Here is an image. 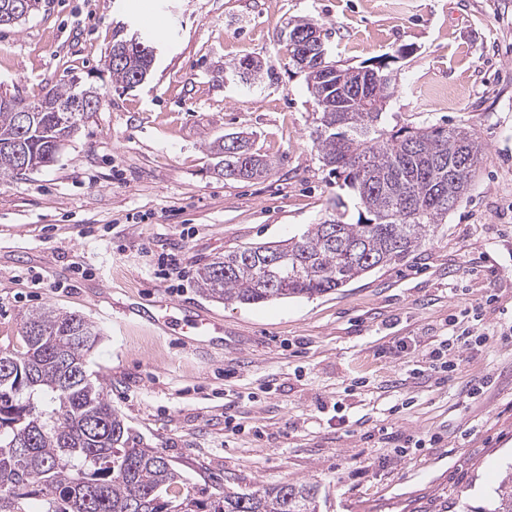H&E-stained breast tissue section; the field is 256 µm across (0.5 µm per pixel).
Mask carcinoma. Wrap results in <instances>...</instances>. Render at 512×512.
Returning a JSON list of instances; mask_svg holds the SVG:
<instances>
[{"mask_svg": "<svg viewBox=\"0 0 512 512\" xmlns=\"http://www.w3.org/2000/svg\"><path fill=\"white\" fill-rule=\"evenodd\" d=\"M41 0H0V26L23 19ZM152 42L117 39L105 60L111 82L134 88L152 70ZM333 71L331 84L307 80L314 102L313 146L358 208L336 197V212L311 225L298 239L249 246L217 256L196 273L201 292L216 301L259 304L312 297L343 288L364 274L404 261L434 236L440 221L467 193L484 148L462 128L387 130L379 126L391 96V77L380 79L348 111H336L338 90L356 79V69ZM86 90L77 76L60 82L32 104L25 117L0 106V176L22 174L20 156L48 166L78 133L89 115L59 112L56 103ZM466 152L469 168L453 190L448 172ZM257 157L250 170L226 153L224 139L210 146L229 180L267 173L272 160L246 139L241 153ZM370 156L364 174L352 160ZM100 330L79 314L50 307L27 310L21 343L0 345V512H318L319 491L310 483H286L250 493L230 490L206 499L187 485L162 452L143 442L112 408L103 383L90 373L86 357ZM512 512V471L501 480L491 507Z\"/></svg>", "mask_w": 512, "mask_h": 512, "instance_id": "carcinoma-1", "label": "carcinoma"}]
</instances>
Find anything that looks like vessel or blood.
Here are the masks:
<instances>
[{"instance_id":"obj_1","label":"vessel or blood","mask_w":512,"mask_h":512,"mask_svg":"<svg viewBox=\"0 0 512 512\" xmlns=\"http://www.w3.org/2000/svg\"><path fill=\"white\" fill-rule=\"evenodd\" d=\"M126 313L135 314L145 323L168 331H178L191 337L199 345H216L224 333L222 324L214 321L208 312L197 306H184L154 296H144L127 305Z\"/></svg>"}]
</instances>
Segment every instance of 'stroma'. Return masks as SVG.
Instances as JSON below:
<instances>
[{"label": "stroma", "instance_id": "obj_1", "mask_svg": "<svg viewBox=\"0 0 512 512\" xmlns=\"http://www.w3.org/2000/svg\"><path fill=\"white\" fill-rule=\"evenodd\" d=\"M168 16L149 77L116 88L113 35ZM310 18L339 67L385 65L386 128L463 126L484 147L468 193L403 262L312 298L225 304L194 277L224 253L300 237L336 205L337 178L311 140L305 73L280 37ZM278 79L224 78L242 57ZM104 104L49 166L0 180V345L23 313L50 306L94 322L88 366L112 406L201 496L283 483L319 488V512H461L486 506L512 467V0H44L0 27V92L41 99L63 76ZM244 132L274 162L263 178L224 179L211 143ZM175 252L185 280H162ZM154 292L202 302L224 347L180 344L115 303ZM488 294V341L458 371L413 378L463 309ZM491 376L480 399L475 376ZM237 433H228L225 417ZM440 434L394 456L380 429Z\"/></svg>", "mask_w": 512, "mask_h": 512}]
</instances>
